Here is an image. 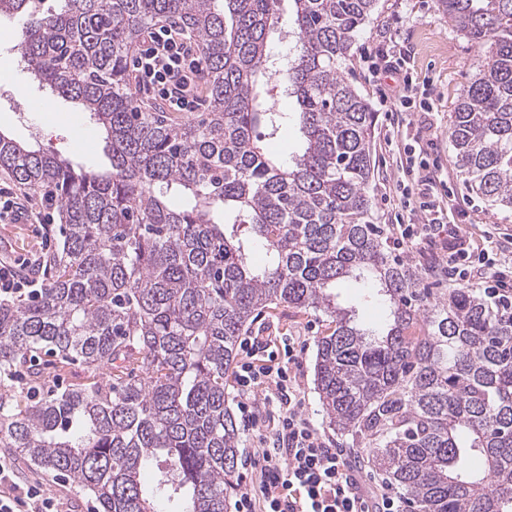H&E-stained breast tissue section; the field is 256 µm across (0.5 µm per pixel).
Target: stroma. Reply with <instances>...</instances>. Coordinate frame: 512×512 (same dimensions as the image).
I'll return each instance as SVG.
<instances>
[{
	"label": "stroma",
	"mask_w": 512,
	"mask_h": 512,
	"mask_svg": "<svg viewBox=\"0 0 512 512\" xmlns=\"http://www.w3.org/2000/svg\"><path fill=\"white\" fill-rule=\"evenodd\" d=\"M24 22L20 15L0 20V129L9 132L18 142L70 158L86 169L109 168L110 160L97 126L76 104L59 98L55 101V111L27 110V103L43 98L44 93L31 83L20 62L19 44ZM392 36L410 50L416 83L429 87L432 92L434 109L427 121H420L421 109L416 106L407 114L408 124H396L394 112L380 106V92L368 81V54L385 47ZM488 59L487 48L468 41L440 8L439 0H376L370 21L352 43L342 71L375 114L374 173L369 193L375 221L384 228L387 242H394L399 235L395 220L400 211L399 151L412 144L419 131L434 142L430 160L454 194V209L465 213V228L469 234L480 238L491 226L512 234V210L490 205L468 188L449 140L450 114L455 111L464 87ZM50 222L47 230L38 224L0 223V258L43 259L44 238L56 243L62 235L58 216H51ZM397 255L422 271V285L428 290L429 300L438 299L451 288V281L435 272L436 267L443 264L440 241H408L398 249ZM250 333L259 337L293 336L303 343L305 352L297 380L304 416L336 447L349 450L347 466L358 472L376 494L398 498V490L386 485L382 476L372 473L363 463L364 440L337 433L327 423L315 381L317 342L327 333L325 316L311 309L281 304L262 311ZM0 459L10 462L14 482L24 489L37 488L41 496L52 503L54 512H91V499L80 488L52 479L20 458L13 449L0 447Z\"/></svg>",
	"instance_id": "obj_1"
}]
</instances>
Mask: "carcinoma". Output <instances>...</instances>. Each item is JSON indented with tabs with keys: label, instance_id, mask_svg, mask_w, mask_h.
I'll use <instances>...</instances> for the list:
<instances>
[{
	"label": "carcinoma",
	"instance_id": "carcinoma-1",
	"mask_svg": "<svg viewBox=\"0 0 512 512\" xmlns=\"http://www.w3.org/2000/svg\"><path fill=\"white\" fill-rule=\"evenodd\" d=\"M59 2L0 0V18L27 15V70L90 113L112 169L0 132V170L43 191L63 226L45 287L0 301V379L39 383L49 352L92 381L24 401L0 391V447L75 482L96 512H155L162 499L224 512L240 442L224 378L254 314L288 304L334 325L317 343L326 419L369 441L368 466L409 512H512V316L479 288H450L422 312L419 272L373 221L375 113L339 66L375 0H292L288 31L281 0ZM440 2L492 48L451 114L458 167L512 208V0ZM156 22L195 37L199 122L136 105L128 59ZM284 34L294 53L277 56ZM278 88L295 111L266 102ZM292 120L301 142L283 159L270 143ZM346 279L384 299L385 325L361 327L336 303Z\"/></svg>",
	"mask_w": 512,
	"mask_h": 512
}]
</instances>
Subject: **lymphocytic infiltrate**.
Instances as JSON below:
<instances>
[{"label":"lymphocytic infiltrate","mask_w":512,"mask_h":512,"mask_svg":"<svg viewBox=\"0 0 512 512\" xmlns=\"http://www.w3.org/2000/svg\"><path fill=\"white\" fill-rule=\"evenodd\" d=\"M382 60V66L370 70L373 82L397 75L389 100L393 105L408 107L414 87L411 77L403 73L407 51L383 52ZM135 69L141 91L154 94L171 111H196L201 66L191 43L180 33L165 27L148 32L137 47ZM427 154V144H419L401 165L404 176L417 187L416 197L404 198L401 203L408 213L407 224L400 227L401 238L447 237L450 279L462 285L478 282L489 297L512 303V277L507 274L512 259L500 258L498 271L491 275L481 273L489 261L490 246L499 243V233L488 231L485 247L478 249L462 225L444 223L434 195L437 181L429 171ZM258 344L255 337L241 342L237 379L242 388L239 410L247 429L261 445L254 463L262 480L259 491L248 488L240 494L236 512H255L254 503L258 500L262 501L264 512H283L281 501L285 498L297 505L298 512H372L373 493L303 415L297 380L291 374L292 368L300 364L301 347L293 338L280 339L283 359L271 368L256 364ZM264 384L269 387L264 406L278 421L275 432L269 435L262 429L252 399L254 388Z\"/></svg>","instance_id":"lymphocytic-infiltrate-1"}]
</instances>
